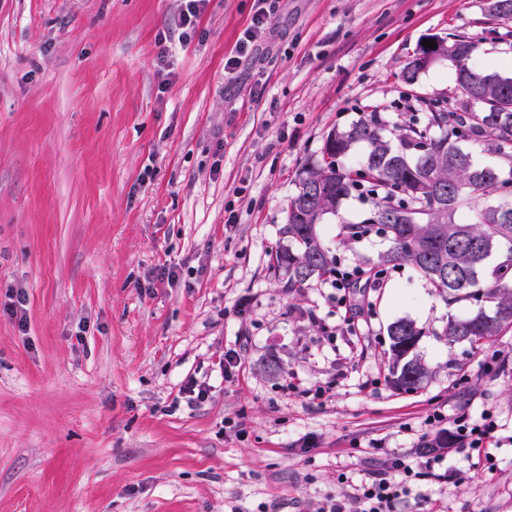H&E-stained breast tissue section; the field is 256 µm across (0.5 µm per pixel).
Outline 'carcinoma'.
Returning a JSON list of instances; mask_svg holds the SVG:
<instances>
[{
  "instance_id": "cac0c4a2",
  "label": "carcinoma",
  "mask_w": 512,
  "mask_h": 512,
  "mask_svg": "<svg viewBox=\"0 0 512 512\" xmlns=\"http://www.w3.org/2000/svg\"><path fill=\"white\" fill-rule=\"evenodd\" d=\"M494 22L512 21V0H486ZM478 46L466 35L448 41V57L473 60ZM458 96L453 105L439 99L422 101L424 120L395 128L394 138L372 112L343 130L331 131L321 157L304 167L297 193L287 209L282 235L287 244L275 254L277 267L288 275V287L304 288L331 273L336 257L321 238L326 216L358 192L371 199L370 218L344 224L341 241H357L376 231L391 243L376 269L412 266L447 303L482 295L493 309L451 317L442 336L453 343L472 338L478 348L512 330V76L469 66L455 72ZM472 141L508 166H478L460 142ZM367 145L358 166L342 163L353 147ZM503 259L484 277L478 269L493 252ZM400 331L422 336L412 321L399 319L387 335ZM388 383L411 391L428 378L417 356L390 344Z\"/></svg>"
}]
</instances>
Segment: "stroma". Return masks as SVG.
Returning <instances> with one entry per match:
<instances>
[{
  "label": "stroma",
  "mask_w": 512,
  "mask_h": 512,
  "mask_svg": "<svg viewBox=\"0 0 512 512\" xmlns=\"http://www.w3.org/2000/svg\"><path fill=\"white\" fill-rule=\"evenodd\" d=\"M253 5L209 0L185 42L181 0H0V512H319L486 412L502 442L449 443L447 479L417 482L396 512H512V331L448 344L449 316L480 302L447 304L405 265L354 336L324 280L290 289L273 261L331 130L452 99L448 61L401 80L424 39L467 35L493 70L512 37L486 39L484 0H280L278 37L225 79ZM370 207L354 194L325 218L340 266L389 248L338 241ZM400 319L423 331L414 391L386 380ZM235 347L245 370L229 381ZM189 376L206 402L175 403Z\"/></svg>",
  "instance_id": "1"
}]
</instances>
